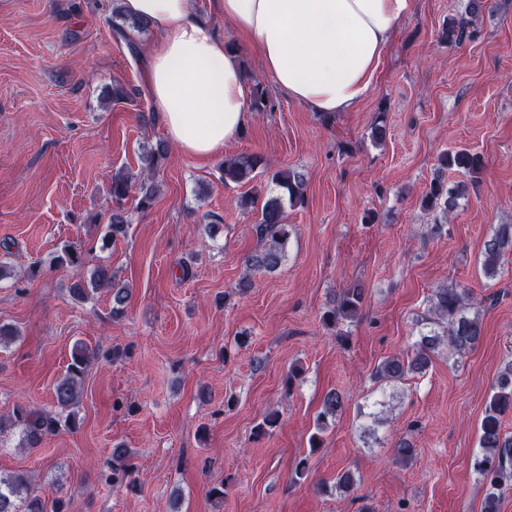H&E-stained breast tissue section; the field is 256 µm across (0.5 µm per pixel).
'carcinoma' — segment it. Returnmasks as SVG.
<instances>
[{"instance_id": "obj_1", "label": "carcinoma", "mask_w": 512, "mask_h": 512, "mask_svg": "<svg viewBox=\"0 0 512 512\" xmlns=\"http://www.w3.org/2000/svg\"><path fill=\"white\" fill-rule=\"evenodd\" d=\"M484 0H468L464 14L448 22L446 38L461 43L470 37V27L482 10ZM113 31L126 40L132 53H137L136 44L129 39L127 31L144 33L149 25L143 20H134L124 15L118 2H113ZM139 90L122 83L112 84V104L118 105L133 100ZM272 108L267 90L254 89L250 110L265 112ZM167 158L164 144L143 148L141 156L145 169L135 177L127 172L118 171L112 175L109 194L112 197V214L109 216L105 238L117 241L126 237L128 218L125 215L124 202L130 196L132 179L139 181L137 207L149 208L155 201L157 185L153 175L162 167ZM262 164V158L256 154H241L224 160L222 179L224 184L246 183L256 177V170ZM439 175L430 182L422 197V207L435 213V222L430 225L432 234L440 233L442 221L458 207L462 197L461 186L451 189L443 179V173L451 170L471 179L482 168L479 154L467 149H455L444 152L438 159ZM271 182L279 193L271 194L263 200L256 195L241 198L240 206L245 209L257 208L256 219L252 225L256 246L246 265L239 287L252 286L251 273L272 272L279 268L284 258L285 245L289 238V225L285 223V208L302 207L305 204L304 182L300 173L282 169L271 174ZM512 252V224H498L483 245L482 269L486 277L494 278L500 273L501 260ZM85 258L81 248L65 244L51 259L57 267L79 269ZM102 291L112 299V318L125 317L130 299V289L118 285L112 270L107 265L94 269L89 281L78 279L71 284L70 293L78 301H84L89 295ZM365 291L359 286L347 288L336 297L332 307L323 313L325 326L335 329L356 319L362 309ZM471 299L465 292L453 287L442 286L435 289L427 313L417 320L419 329L410 351L385 358L376 368L374 378L378 381L398 382L409 376H423L432 365V358L441 348L461 355L475 346L482 338L479 319L470 315ZM94 358V352L78 341L74 344L70 362L65 372L57 379L53 387L55 411H46L31 407H18L12 417L0 418V436L17 430L22 441L29 448H36L44 439L63 428H74L77 424L76 408L81 400V389L85 374ZM347 397L336 391H329L323 398L321 410L316 418V433L311 436L310 445H321V433L328 423L342 413ZM512 415V360L504 363L492 394L485 406L480 423L479 451L474 459V471L478 474L485 494L484 512H498L503 487L512 482V433L503 429V417ZM418 448L409 437H403L395 445V457L402 463L416 459ZM129 450L121 446L112 449V484L123 485L132 475L127 465ZM0 512H68V503L61 496H44L39 493L32 479L20 475L0 476Z\"/></svg>"}]
</instances>
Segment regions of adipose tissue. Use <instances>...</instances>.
<instances>
[{
  "label": "adipose tissue",
  "mask_w": 512,
  "mask_h": 512,
  "mask_svg": "<svg viewBox=\"0 0 512 512\" xmlns=\"http://www.w3.org/2000/svg\"><path fill=\"white\" fill-rule=\"evenodd\" d=\"M219 12L255 44L289 99L321 114L354 110L413 0H218ZM157 34L147 53L150 96L184 154L213 157L251 119L250 89L194 0H123Z\"/></svg>",
  "instance_id": "adipose-tissue-1"
}]
</instances>
